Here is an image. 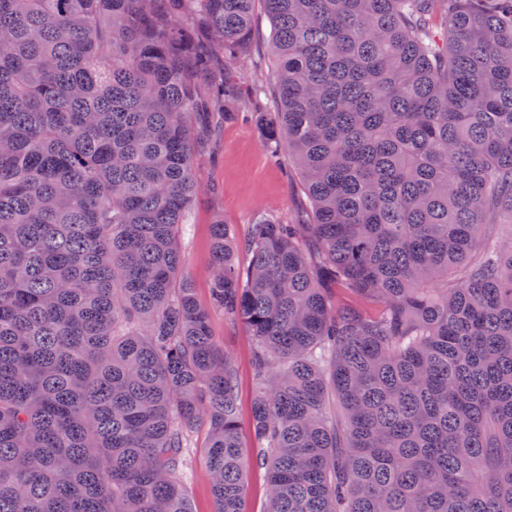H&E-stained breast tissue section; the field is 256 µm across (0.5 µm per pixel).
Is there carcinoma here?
<instances>
[{"instance_id":"obj_1","label":"carcinoma","mask_w":512,"mask_h":512,"mask_svg":"<svg viewBox=\"0 0 512 512\" xmlns=\"http://www.w3.org/2000/svg\"><path fill=\"white\" fill-rule=\"evenodd\" d=\"M0 0V512H512V0H263L309 223H212L183 270L194 160L245 111L253 0ZM248 261L240 265L239 252ZM382 303L367 317L333 286ZM210 329L215 342L233 358L238 376V406L243 439L249 443L248 427L254 402L250 336L243 327L224 319V313L218 310L211 312ZM206 441V429L199 427L192 435L191 443L194 453L195 473L188 482L186 491L194 512H216V503L213 497L211 483L208 478L201 449ZM267 502L265 469L253 468L247 473V512H263Z\"/></svg>"}]
</instances>
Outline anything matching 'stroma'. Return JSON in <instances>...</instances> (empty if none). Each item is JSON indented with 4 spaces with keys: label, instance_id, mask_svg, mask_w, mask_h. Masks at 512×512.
I'll list each match as a JSON object with an SVG mask.
<instances>
[{
    "label": "stroma",
    "instance_id": "1",
    "mask_svg": "<svg viewBox=\"0 0 512 512\" xmlns=\"http://www.w3.org/2000/svg\"><path fill=\"white\" fill-rule=\"evenodd\" d=\"M271 22L262 0H256L250 30V45L260 70L244 69L240 75L249 85L274 75L275 56L270 47ZM195 177L200 186L189 216V229L181 239L184 270L192 279L198 300L209 302L211 268V224L222 214L232 234L245 238L251 221L261 212L274 213L281 221L304 217V196L288 157L273 160L261 145L253 121L230 118L222 123L211 141V151L197 157ZM210 329L215 342L229 353L238 376V406L241 423H249L254 402L250 360L251 339L247 331L211 313ZM206 441L205 428L191 438L195 473L186 486L193 512H216L211 483L200 451Z\"/></svg>",
    "mask_w": 512,
    "mask_h": 512
}]
</instances>
